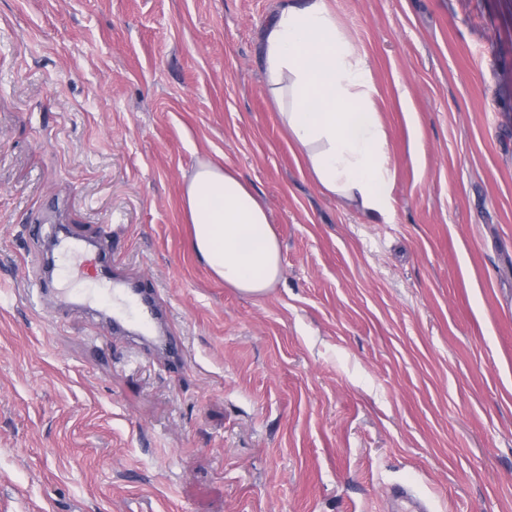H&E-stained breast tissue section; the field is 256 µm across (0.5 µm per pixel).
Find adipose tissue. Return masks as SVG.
<instances>
[{
	"label": "adipose tissue",
	"mask_w": 512,
	"mask_h": 512,
	"mask_svg": "<svg viewBox=\"0 0 512 512\" xmlns=\"http://www.w3.org/2000/svg\"><path fill=\"white\" fill-rule=\"evenodd\" d=\"M264 84L295 157L320 191L371 215L394 214L387 133L365 53L326 0H290L263 32ZM188 248L241 294L265 295L282 276L281 246L265 204L234 173L201 164L181 200Z\"/></svg>",
	"instance_id": "ef3b65f1"
}]
</instances>
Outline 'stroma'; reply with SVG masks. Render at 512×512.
Returning <instances> with one entry per match:
<instances>
[{
    "label": "stroma",
    "mask_w": 512,
    "mask_h": 512,
    "mask_svg": "<svg viewBox=\"0 0 512 512\" xmlns=\"http://www.w3.org/2000/svg\"><path fill=\"white\" fill-rule=\"evenodd\" d=\"M285 0H0V512H512V0H328L366 54L392 220L297 163ZM408 100H401V90ZM204 162L281 241L262 297L186 248ZM66 226L185 358L37 292Z\"/></svg>",
    "instance_id": "35a3bbf8"
}]
</instances>
